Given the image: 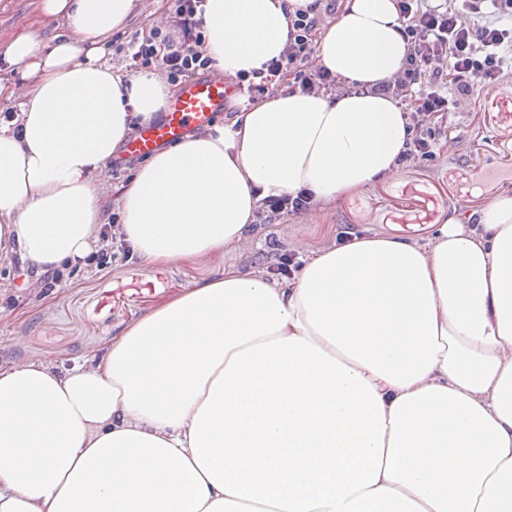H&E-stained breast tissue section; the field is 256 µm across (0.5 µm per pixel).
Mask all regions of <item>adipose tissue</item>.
Masks as SVG:
<instances>
[{"label":"adipose tissue","instance_id":"ef3b65f1","mask_svg":"<svg viewBox=\"0 0 512 512\" xmlns=\"http://www.w3.org/2000/svg\"><path fill=\"white\" fill-rule=\"evenodd\" d=\"M313 2L207 0L215 69L279 56ZM40 8L71 34L0 53L31 82L0 122V254L44 272L93 252L100 174L170 89L104 60L139 0ZM400 25L397 0H341L315 60L351 92L281 88L143 163L120 199L130 256L231 250L267 196L394 171L404 113L372 88L403 68ZM478 223L358 237L288 280L228 271L82 363L0 366V512H512V192Z\"/></svg>","mask_w":512,"mask_h":512}]
</instances>
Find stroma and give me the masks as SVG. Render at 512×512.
<instances>
[{
  "label": "stroma",
  "instance_id": "35a3bbf8",
  "mask_svg": "<svg viewBox=\"0 0 512 512\" xmlns=\"http://www.w3.org/2000/svg\"><path fill=\"white\" fill-rule=\"evenodd\" d=\"M40 0H0V44L33 30L67 35L63 19L44 17ZM167 0H141L139 11L115 37L113 68L126 70L128 49L150 27L165 23ZM477 118L461 106L432 168L405 167L322 203L315 211L254 227L232 251L153 266L134 259L98 271L74 268L72 282L46 291L32 264L0 258V366L42 357L61 365L103 350L136 319L189 287L224 271L262 269L271 248L305 256L338 242L342 231L426 241L448 216L480 213L504 190L486 174L512 169V87L481 94Z\"/></svg>",
  "mask_w": 512,
  "mask_h": 512
}]
</instances>
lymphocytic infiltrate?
Wrapping results in <instances>:
<instances>
[{"instance_id":"obj_1","label":"lymphocytic infiltrate","mask_w":512,"mask_h":512,"mask_svg":"<svg viewBox=\"0 0 512 512\" xmlns=\"http://www.w3.org/2000/svg\"><path fill=\"white\" fill-rule=\"evenodd\" d=\"M206 0H174L165 27L150 29L130 54L131 72L157 71L173 86L210 74L205 50ZM401 34L408 55L400 74L376 91L404 102L407 138L399 167H433L440 160L451 117L476 89H503L512 77V0H399ZM337 0H316L314 7L289 15L288 39L280 57L233 79L240 97H269L276 79L316 95L346 90L345 80L311 66L316 37ZM305 190L271 197L253 214V224H274L315 208Z\"/></svg>"}]
</instances>
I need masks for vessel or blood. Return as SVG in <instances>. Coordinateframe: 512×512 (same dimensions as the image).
<instances>
[{"label": "vessel or blood", "mask_w": 512, "mask_h": 512, "mask_svg": "<svg viewBox=\"0 0 512 512\" xmlns=\"http://www.w3.org/2000/svg\"><path fill=\"white\" fill-rule=\"evenodd\" d=\"M236 94L234 84L226 77L208 76L184 82L171 101L164 121L141 127L127 142L125 156L137 158L153 154L183 140L190 131L208 128Z\"/></svg>", "instance_id": "b4317fda"}]
</instances>
